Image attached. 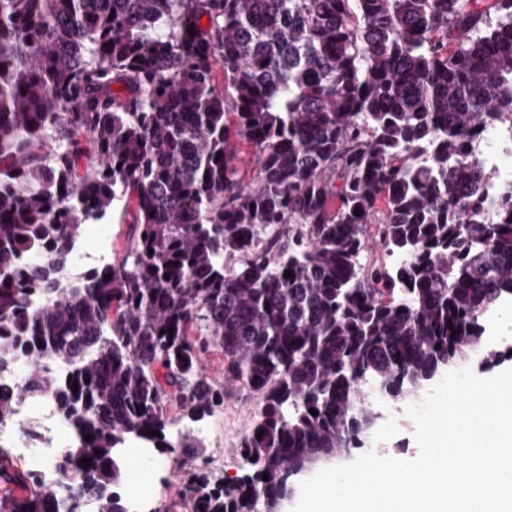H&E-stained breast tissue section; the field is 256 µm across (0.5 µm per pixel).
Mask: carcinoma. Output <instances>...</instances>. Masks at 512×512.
Segmentation results:
<instances>
[{
    "label": "carcinoma",
    "mask_w": 512,
    "mask_h": 512,
    "mask_svg": "<svg viewBox=\"0 0 512 512\" xmlns=\"http://www.w3.org/2000/svg\"><path fill=\"white\" fill-rule=\"evenodd\" d=\"M496 122L512 0H0V424L46 394L76 432L56 480L0 455V512H131L120 448L200 447L167 437L171 413L204 420L226 383L263 401L240 470L217 485L199 464L183 496L278 512L362 447L365 389L512 359L483 343L512 305V191L488 198L473 152ZM103 215L130 225L122 250L71 267ZM374 242L391 265L362 262Z\"/></svg>",
    "instance_id": "cac0c4a2"
}]
</instances>
